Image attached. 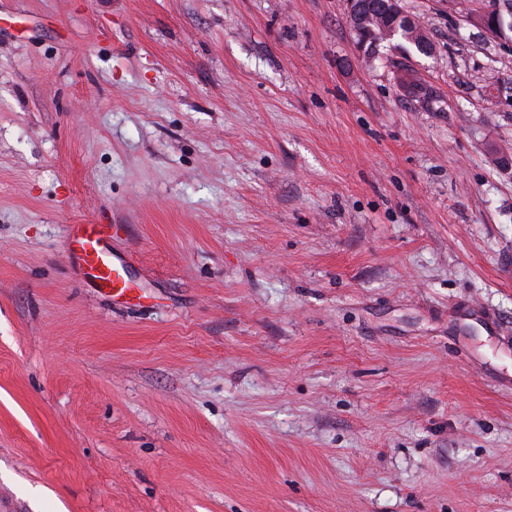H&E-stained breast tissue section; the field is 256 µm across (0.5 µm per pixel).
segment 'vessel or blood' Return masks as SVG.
I'll list each match as a JSON object with an SVG mask.
<instances>
[{"label": "vessel or blood", "instance_id": "vessel-or-blood-1", "mask_svg": "<svg viewBox=\"0 0 512 512\" xmlns=\"http://www.w3.org/2000/svg\"><path fill=\"white\" fill-rule=\"evenodd\" d=\"M112 230L109 224L69 225L67 246L84 274L113 296L122 297L133 291L134 281L128 260L110 248Z\"/></svg>", "mask_w": 512, "mask_h": 512}]
</instances>
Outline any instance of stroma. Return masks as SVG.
Returning <instances> with one entry per match:
<instances>
[{
    "instance_id": "1",
    "label": "stroma",
    "mask_w": 512,
    "mask_h": 512,
    "mask_svg": "<svg viewBox=\"0 0 512 512\" xmlns=\"http://www.w3.org/2000/svg\"><path fill=\"white\" fill-rule=\"evenodd\" d=\"M400 4L0 0V512H512V44ZM401 13L402 16H405L407 19H409L411 22H418L417 19L414 17L407 15L405 12H403L402 9ZM366 15V21L365 26L371 28L374 31L375 34V41L378 42L374 49L371 50V54L374 53L376 47H380L381 45L391 44L394 42V40H402L406 43H409L413 45L417 50L424 53H428L432 50V44L428 42V45L422 43L416 33V27L415 26H406L405 25V17H402L400 19V23L398 24V29L392 34V35H384L382 34L383 28L389 23L391 14H386L385 12H381L378 8L376 9H368L365 12ZM420 24V23H419ZM420 44L425 45V48L422 47ZM112 230L117 234V224H71L68 226L67 246L84 274L97 280L98 285L122 297L134 291L130 263L111 251Z\"/></svg>"
}]
</instances>
